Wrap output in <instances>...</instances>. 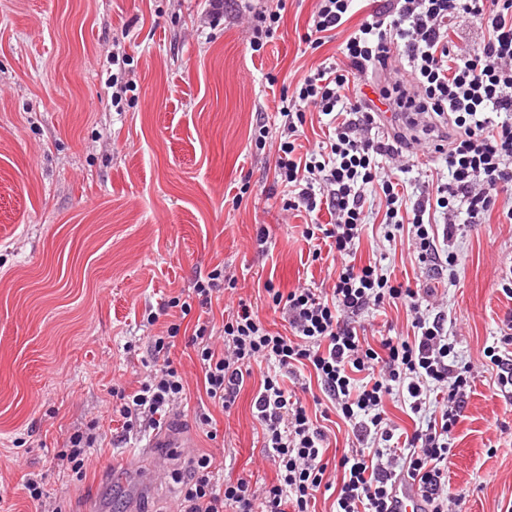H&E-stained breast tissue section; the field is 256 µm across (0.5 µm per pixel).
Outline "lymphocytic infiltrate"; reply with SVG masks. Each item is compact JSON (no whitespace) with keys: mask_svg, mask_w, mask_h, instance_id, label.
Segmentation results:
<instances>
[{"mask_svg":"<svg viewBox=\"0 0 512 512\" xmlns=\"http://www.w3.org/2000/svg\"><path fill=\"white\" fill-rule=\"evenodd\" d=\"M359 0H316L306 40L319 48L340 28ZM234 21H247L250 46L260 50L273 38L280 18L256 10L250 0H224ZM478 23L488 32L477 45L448 37L449 22ZM345 68L325 61L282 99L277 110L288 133L275 151L274 174L287 189L288 209L327 208L333 224L306 225L313 258L330 249L342 260L331 292L300 286L269 290L274 309L288 322L287 333L271 332L246 303L222 325L224 351L208 340L213 328L198 324L191 337L204 372L209 400L230 410L255 364L274 367L264 375L254 406L266 451L277 467L276 480L253 483L240 477L221 481L214 459L204 454L182 485L175 512H311L320 490L332 491L335 512H391L397 479L417 482L430 512H457L461 501L447 495L448 436L465 407L472 378L454 363L446 317H425L432 290L391 280L372 265L352 264L365 227V208L377 197L382 221L407 230L425 276L455 264L440 254L436 238L452 239L456 211L469 222L493 210L501 191L512 190V0H392L386 11L370 12L342 48ZM391 125H383V112ZM328 116L326 140L300 149L298 131L308 113ZM444 155L447 183L405 195L397 173L413 169L419 155ZM442 223V234L433 226ZM403 303L415 314L412 339L388 337L372 345L353 318L381 304ZM180 332L170 325L157 337L162 359L133 392L111 390L113 413L132 434L159 425L181 403L184 380L169 353ZM312 370L320 389L304 401L290 380L298 369ZM405 392L412 414L427 398L441 403L439 418L412 433L385 427L381 412L393 390ZM337 414L352 428L357 448L332 468L322 421ZM380 447L362 449L368 437Z\"/></svg>","mask_w":512,"mask_h":512,"instance_id":"obj_1","label":"lymphocytic infiltrate"}]
</instances>
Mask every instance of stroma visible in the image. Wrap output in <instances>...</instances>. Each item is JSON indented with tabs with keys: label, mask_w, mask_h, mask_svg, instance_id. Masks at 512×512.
<instances>
[{
	"label": "stroma",
	"mask_w": 512,
	"mask_h": 512,
	"mask_svg": "<svg viewBox=\"0 0 512 512\" xmlns=\"http://www.w3.org/2000/svg\"><path fill=\"white\" fill-rule=\"evenodd\" d=\"M280 26L260 51L246 26L211 0H0V512H35L25 487L62 512H172L193 457L212 455L225 477L272 482L255 417L263 367L233 408L206 397L189 346L201 313L169 307L198 276L222 267L233 288L208 315L247 302L272 330L284 328L264 290L331 291L341 265L315 260L302 232L328 211L283 212L274 159L255 144L258 120L280 136L276 107L357 29L355 13L319 49L305 43L315 0H260ZM123 53L130 89L112 96V54ZM512 199L449 243L455 265L433 280L443 299L458 366L475 382L449 443L448 490L462 512H512V395L501 393L483 351L501 337L512 297ZM267 243L258 247V230ZM368 224L356 264L416 283L406 236ZM156 323H148V316ZM371 343L412 331L413 315L384 304L360 314ZM181 331L170 357L188 382L187 405L137 439L109 409L112 385L134 390L154 361L155 335ZM210 414L216 437L199 429ZM96 430L80 473L52 458L75 431ZM177 431L193 446L170 464L165 486L133 502L134 477L112 464Z\"/></svg>",
	"instance_id": "obj_1"
}]
</instances>
